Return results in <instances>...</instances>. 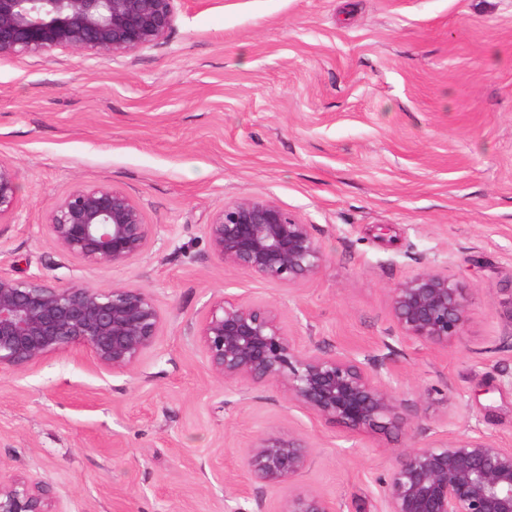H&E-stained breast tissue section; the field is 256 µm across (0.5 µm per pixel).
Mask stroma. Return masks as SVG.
<instances>
[{
    "label": "stroma",
    "mask_w": 512,
    "mask_h": 512,
    "mask_svg": "<svg viewBox=\"0 0 512 512\" xmlns=\"http://www.w3.org/2000/svg\"><path fill=\"white\" fill-rule=\"evenodd\" d=\"M0 160L18 171L0 271L152 292L157 349L126 372L67 351L0 373V481L33 474L69 512H279L251 480L265 431L312 447L294 489L378 512L400 448L478 434L512 448V0H179L158 44L114 59L0 58ZM122 189L152 229L124 267L51 241L75 184ZM270 200L323 252L297 286L224 266L211 213ZM471 315L442 347L400 339L390 290L426 269ZM276 306L304 350L380 366L404 431L349 437L273 383L215 376L193 341L209 305Z\"/></svg>",
    "instance_id": "1"
}]
</instances>
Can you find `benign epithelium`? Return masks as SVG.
Masks as SVG:
<instances>
[{
	"instance_id": "benign-epithelium-1",
	"label": "benign epithelium",
	"mask_w": 512,
	"mask_h": 512,
	"mask_svg": "<svg viewBox=\"0 0 512 512\" xmlns=\"http://www.w3.org/2000/svg\"><path fill=\"white\" fill-rule=\"evenodd\" d=\"M178 0H0V57L53 50L123 57L153 46L173 27ZM17 170L0 161V221L16 213ZM48 232L89 267H120L150 247L151 225L135 201L111 185H77L50 210ZM209 248L228 267L293 285L319 273L323 253L306 224L273 201L244 198L206 224ZM402 339L448 346L470 319L465 288L427 269L390 291ZM163 317L145 288L62 284L0 272V372L24 370L64 351L88 352L99 368L124 372L154 349ZM194 341L210 371L226 380L274 381L318 420L351 436L402 431L404 400L379 369L346 351L297 347L277 311L214 302ZM308 442L267 432L246 455L255 481L285 489L305 468ZM380 512H512V448L485 435L436 440L396 453L379 479ZM0 512H66L46 481L19 475L0 483ZM280 512H338L313 491H288Z\"/></svg>"
}]
</instances>
